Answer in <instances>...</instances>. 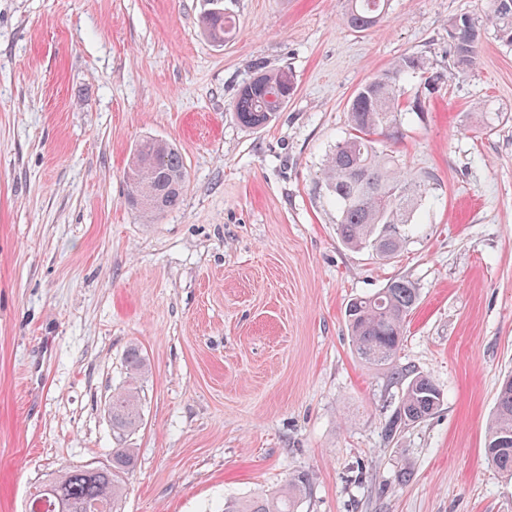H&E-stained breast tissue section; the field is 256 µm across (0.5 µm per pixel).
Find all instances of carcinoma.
Wrapping results in <instances>:
<instances>
[{
  "label": "carcinoma",
  "instance_id": "obj_1",
  "mask_svg": "<svg viewBox=\"0 0 512 512\" xmlns=\"http://www.w3.org/2000/svg\"><path fill=\"white\" fill-rule=\"evenodd\" d=\"M204 34L222 44L236 29L234 15L224 0H205ZM389 0H349L345 24L352 31L372 28L385 13ZM485 25L495 36L512 45V0H490ZM484 28L470 15L449 21L451 66L457 73L471 69L477 59ZM421 78L427 91L443 79L430 72L422 57L404 54L389 68L374 74L358 87L347 103L349 130L326 158V190L336 206V230L342 243L354 249H370L381 258L396 254L414 226V213L426 196L424 181L402 167L392 151L379 147L381 139H396L403 113L425 111V99L415 94L404 101L405 80ZM294 93L291 72H260L247 83L234 102L232 112L243 126L263 128ZM131 206L147 213L176 209L186 190V166L180 150L169 143L147 139L140 142L128 167ZM418 288L405 278H394L378 292L351 299L345 320L356 354L367 363L390 370L391 379L402 386L399 404L385 423L384 435L396 433L431 416L441 405L442 394L431 377L395 364L404 337L405 324L418 301ZM130 374L146 371L145 359L136 347L127 351ZM109 416L113 434L121 439L141 423L140 397L135 381L112 393ZM486 459L500 472L512 476V376L498 390L496 410L484 446ZM135 465L130 448L112 451V468L90 470L70 466L46 479L31 493L29 504L42 505L41 512H120L124 488L117 474ZM309 485V476L299 473L287 484L257 498L224 501V512H295Z\"/></svg>",
  "mask_w": 512,
  "mask_h": 512
}]
</instances>
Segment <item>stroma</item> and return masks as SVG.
Returning <instances> with one entry per match:
<instances>
[{
    "label": "stroma",
    "mask_w": 512,
    "mask_h": 512,
    "mask_svg": "<svg viewBox=\"0 0 512 512\" xmlns=\"http://www.w3.org/2000/svg\"><path fill=\"white\" fill-rule=\"evenodd\" d=\"M226 4L220 46L202 0H0V512L118 446L137 456L121 512H222L300 472L298 512H512L484 455L512 373V46L486 30L448 73L449 19L487 0H389L363 33L348 0ZM408 53L444 79L389 143L429 191L382 260L341 242L322 173L354 90ZM287 68L276 121L241 126V87ZM147 138L188 173L149 220L125 178ZM398 277L419 290L398 363L443 401L388 441L401 387L344 309ZM134 345L142 423L119 440L107 405ZM204 1L208 8L201 19L203 32L213 43L223 44L236 29L234 15L224 7V0Z\"/></svg>",
    "instance_id": "obj_1"
}]
</instances>
